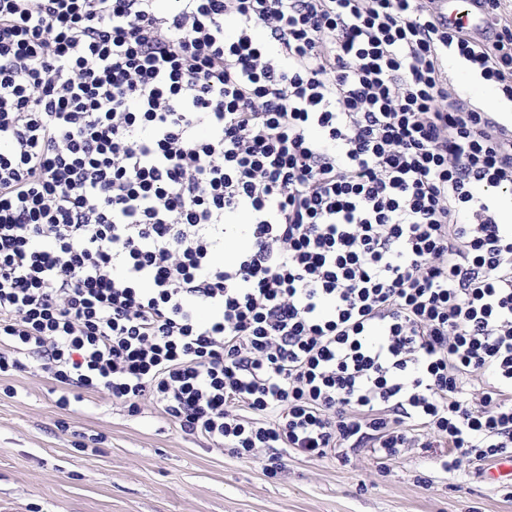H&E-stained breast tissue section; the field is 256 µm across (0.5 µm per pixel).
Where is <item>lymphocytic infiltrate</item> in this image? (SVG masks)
Listing matches in <instances>:
<instances>
[{
	"mask_svg": "<svg viewBox=\"0 0 512 512\" xmlns=\"http://www.w3.org/2000/svg\"><path fill=\"white\" fill-rule=\"evenodd\" d=\"M433 2L0 0V374L270 475L512 459V131L448 89L455 55L512 102V27ZM439 14L448 28L459 27L467 32L479 30L489 25L484 0H438Z\"/></svg>",
	"mask_w": 512,
	"mask_h": 512,
	"instance_id": "f902f5d3",
	"label": "lymphocytic infiltrate"
}]
</instances>
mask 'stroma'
<instances>
[{"mask_svg": "<svg viewBox=\"0 0 512 512\" xmlns=\"http://www.w3.org/2000/svg\"><path fill=\"white\" fill-rule=\"evenodd\" d=\"M39 361L0 375V512H512V478L445 473L415 448L379 465L369 449L260 462L185 436L142 401L104 392L57 403Z\"/></svg>", "mask_w": 512, "mask_h": 512, "instance_id": "obj_1", "label": "stroma"}]
</instances>
